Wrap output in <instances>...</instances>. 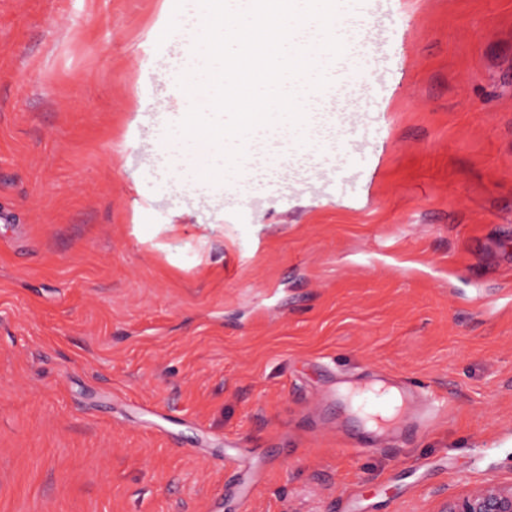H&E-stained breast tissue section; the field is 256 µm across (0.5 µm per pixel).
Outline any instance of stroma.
Returning <instances> with one entry per match:
<instances>
[{
  "mask_svg": "<svg viewBox=\"0 0 512 512\" xmlns=\"http://www.w3.org/2000/svg\"><path fill=\"white\" fill-rule=\"evenodd\" d=\"M161 5L0 0V512L512 483V0H339L376 80L331 91L335 157L221 194L157 166L195 38ZM366 371L435 400L425 430L348 448L334 389Z\"/></svg>",
  "mask_w": 512,
  "mask_h": 512,
  "instance_id": "35a3bbf8",
  "label": "stroma"
}]
</instances>
